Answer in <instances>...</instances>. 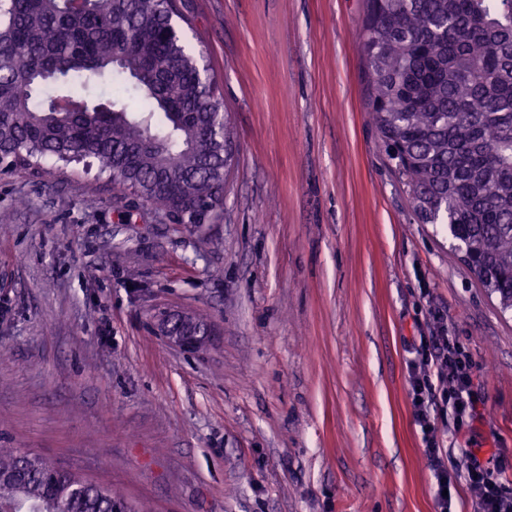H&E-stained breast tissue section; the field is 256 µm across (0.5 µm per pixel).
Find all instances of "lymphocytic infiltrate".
I'll use <instances>...</instances> for the list:
<instances>
[{"mask_svg":"<svg viewBox=\"0 0 512 512\" xmlns=\"http://www.w3.org/2000/svg\"><path fill=\"white\" fill-rule=\"evenodd\" d=\"M441 327L436 335L422 339L415 348L410 385L416 420L424 435V455L433 472L438 496L437 512H448L456 482L448 473L447 449L440 445L434 413L451 408L456 430L471 428L478 417L479 397L473 387L474 363L466 348L449 336L442 324L445 316L434 312ZM464 482L474 512H512V487L495 475L494 457H481L479 449H465Z\"/></svg>","mask_w":512,"mask_h":512,"instance_id":"obj_1","label":"lymphocytic infiltrate"}]
</instances>
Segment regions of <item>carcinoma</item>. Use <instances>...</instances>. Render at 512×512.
<instances>
[{"label":"carcinoma","instance_id":"1","mask_svg":"<svg viewBox=\"0 0 512 512\" xmlns=\"http://www.w3.org/2000/svg\"><path fill=\"white\" fill-rule=\"evenodd\" d=\"M175 0H0V164L96 162L178 224L224 202L217 82ZM373 123L424 224H446L512 311V0H367ZM0 512H132L112 488L0 448Z\"/></svg>","mask_w":512,"mask_h":512}]
</instances>
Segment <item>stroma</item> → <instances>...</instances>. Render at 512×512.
<instances>
[{
    "label": "stroma",
    "mask_w": 512,
    "mask_h": 512,
    "mask_svg": "<svg viewBox=\"0 0 512 512\" xmlns=\"http://www.w3.org/2000/svg\"><path fill=\"white\" fill-rule=\"evenodd\" d=\"M232 132L224 205L176 224L82 165L0 171V446L139 512H436L408 345L434 310L512 483V312L425 224L373 126L365 0H178ZM166 310L210 325L197 351ZM184 320L185 316L182 315H167L161 319L160 327L162 333L169 341L184 350H194L198 348L201 340L205 338L206 335L188 336L179 332Z\"/></svg>",
    "instance_id": "1"
}]
</instances>
